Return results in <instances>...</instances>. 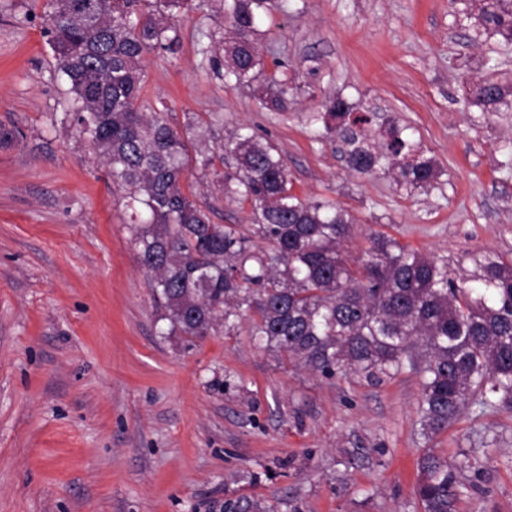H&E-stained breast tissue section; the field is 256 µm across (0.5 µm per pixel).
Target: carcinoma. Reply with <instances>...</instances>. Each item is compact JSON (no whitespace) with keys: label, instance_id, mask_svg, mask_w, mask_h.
Returning a JSON list of instances; mask_svg holds the SVG:
<instances>
[{"label":"carcinoma","instance_id":"cac0c4a2","mask_svg":"<svg viewBox=\"0 0 512 512\" xmlns=\"http://www.w3.org/2000/svg\"><path fill=\"white\" fill-rule=\"evenodd\" d=\"M74 0H47L50 46L69 86L72 122L108 169L131 211L140 263L152 300L170 331L189 339L218 329L246 332L313 373L367 381L410 369L422 378L420 434L447 431L467 406H512V261L471 254L472 270L458 277L448 260L429 258L378 233L351 260L343 245L353 219L334 201L302 200L275 147L240 127L224 140L236 171L217 177L224 197L247 202L249 230L215 224L211 208L189 198L181 181L190 150L203 171L212 165L207 129L180 135L162 112L143 109L144 61L175 51L171 19L201 10L209 0H92L85 17ZM475 26L512 43V0H480ZM264 0H224L231 36L224 40L226 75L253 90L258 102L279 109L294 92L288 76L256 83L261 54L258 10ZM489 112L512 111V87L485 80L475 89ZM322 118L346 146L360 175L383 170L409 189L427 188L434 162L392 126L370 136L365 113L343 97L325 99ZM416 495L423 512H457L464 489L460 467L427 448L419 459ZM224 512H267L238 497Z\"/></svg>","mask_w":512,"mask_h":512}]
</instances>
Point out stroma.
Here are the masks:
<instances>
[{
  "label": "stroma",
  "instance_id": "obj_1",
  "mask_svg": "<svg viewBox=\"0 0 512 512\" xmlns=\"http://www.w3.org/2000/svg\"><path fill=\"white\" fill-rule=\"evenodd\" d=\"M462 0H265L261 81L293 77L285 108L260 106L214 52L224 0L177 14L180 42L145 63L143 98L211 144L245 125L281 155L294 193L354 220L357 255L386 233L447 259L512 256V112L479 81L512 84V47L475 34ZM45 0H0V512H423L429 447L462 465L458 512H512V408L469 405L426 441L421 378H325L216 332L194 341L159 320L120 192L71 122ZM341 95L431 158L429 189L355 174L319 116ZM184 189L217 224L250 222L190 162ZM478 458L480 470L467 469ZM475 97L486 111H512V86L509 88L496 81L485 80L476 87Z\"/></svg>",
  "mask_w": 512,
  "mask_h": 512
}]
</instances>
